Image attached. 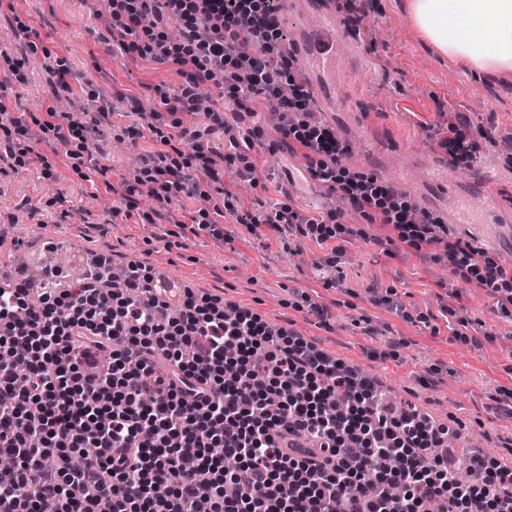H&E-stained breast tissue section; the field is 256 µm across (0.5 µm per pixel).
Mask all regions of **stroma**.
<instances>
[{"label": "stroma", "mask_w": 512, "mask_h": 512, "mask_svg": "<svg viewBox=\"0 0 512 512\" xmlns=\"http://www.w3.org/2000/svg\"><path fill=\"white\" fill-rule=\"evenodd\" d=\"M319 3L347 37L338 78L351 93L321 122L348 127L350 172L372 174L363 160L386 146L397 170L420 179L423 156L446 160L431 132L454 111L466 118L463 133L479 149L448 167L449 181L465 186L480 167L506 171L497 200L512 206V71L485 77L452 62L411 24L407 0ZM111 28L108 0H0V96L39 114L65 94L66 84L78 121H91L103 103L111 112L85 152L72 144L50 148L34 132L38 155L22 167L6 154L22 140L0 129V257L16 250L40 255L52 240L74 255L139 261L152 275L228 298L271 328L297 332L369 372L435 423L481 433L484 453L512 467V414L502 408L512 397V308L502 309L501 292L452 265L447 249L467 242L512 276V230L500 227L488 243L476 228L450 224L444 242L417 249L393 225L368 223L340 202L336 235L324 242L294 228L249 232L255 218L286 206L326 219V192L304 177L301 151L283 144L268 104L248 101L228 113L216 93L211 106L225 112L227 131H208L205 113L182 112L178 124L147 132L148 108H159L161 97H181L185 80L176 65L113 49ZM17 59L25 62L20 80L9 67ZM184 127L200 131L204 154L219 164L226 133L252 138L246 161L261 180L232 186L234 212L224 238L191 222L223 205L213 180L173 199L167 220L156 224L149 221L158 208L154 198L140 197L128 211L112 192L133 178L129 158L191 156L180 137ZM135 128L144 129L143 138H131ZM315 304L320 313L312 312Z\"/></svg>", "instance_id": "35a3bbf8"}]
</instances>
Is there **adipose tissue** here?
<instances>
[{
    "mask_svg": "<svg viewBox=\"0 0 512 512\" xmlns=\"http://www.w3.org/2000/svg\"><path fill=\"white\" fill-rule=\"evenodd\" d=\"M410 18L442 53L483 73L512 71V0H411Z\"/></svg>",
    "mask_w": 512,
    "mask_h": 512,
    "instance_id": "adipose-tissue-1",
    "label": "adipose tissue"
}]
</instances>
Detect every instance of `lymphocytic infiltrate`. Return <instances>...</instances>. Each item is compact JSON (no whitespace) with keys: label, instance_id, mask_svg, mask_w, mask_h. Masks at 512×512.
I'll list each match as a JSON object with an SVG mask.
<instances>
[{"label":"lymphocytic infiltrate","instance_id":"obj_1","mask_svg":"<svg viewBox=\"0 0 512 512\" xmlns=\"http://www.w3.org/2000/svg\"><path fill=\"white\" fill-rule=\"evenodd\" d=\"M110 2L121 48L187 79L181 97L151 112L150 132L214 87L236 105L261 99L313 178L408 245L437 243V220L389 206L392 186L372 175L340 183L345 149L308 119L311 93L280 52L272 0ZM215 175L207 159L151 155L124 197L144 190L168 203ZM167 309L138 264L107 291L95 275L45 285L36 301L26 284L0 287V455L15 463L0 512H97L104 500L112 512H428L433 500L445 512H512L511 467L474 454L478 482L458 481L441 450L448 427L411 404L391 408L372 378L303 337L231 300L187 294L178 318ZM380 458L400 496L367 492ZM228 482L235 497L221 493Z\"/></svg>","mask_w":512,"mask_h":512}]
</instances>
